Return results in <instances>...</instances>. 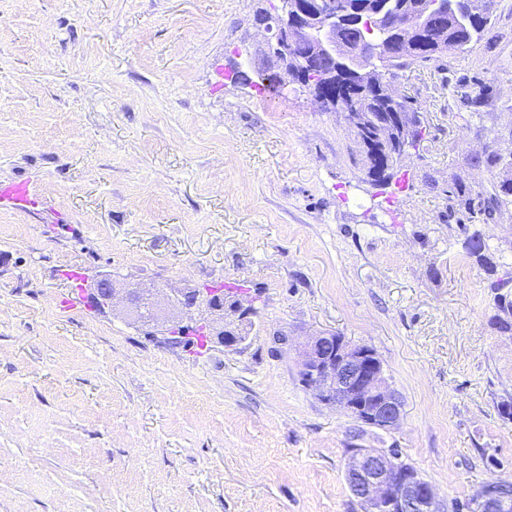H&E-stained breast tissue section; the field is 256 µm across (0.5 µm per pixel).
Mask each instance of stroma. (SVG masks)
Segmentation results:
<instances>
[{
    "instance_id": "obj_1",
    "label": "stroma",
    "mask_w": 512,
    "mask_h": 512,
    "mask_svg": "<svg viewBox=\"0 0 512 512\" xmlns=\"http://www.w3.org/2000/svg\"><path fill=\"white\" fill-rule=\"evenodd\" d=\"M267 0H0V180L68 221L0 209V512H362L352 445L395 448L447 506L512 481V334L492 324L480 233L512 273V207L446 223L451 176L512 154V0L464 54L394 78L427 129L411 188L352 162L342 113L288 83L226 80ZM489 89V117L469 96ZM244 286L246 341L175 343L72 284ZM372 348L404 416L385 433L322 403L289 341Z\"/></svg>"
}]
</instances>
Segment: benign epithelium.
I'll list each match as a JSON object with an SVG mask.
<instances>
[{"label": "benign epithelium", "mask_w": 512, "mask_h": 512, "mask_svg": "<svg viewBox=\"0 0 512 512\" xmlns=\"http://www.w3.org/2000/svg\"><path fill=\"white\" fill-rule=\"evenodd\" d=\"M347 15L346 0H319L318 13L311 25L283 11L279 19L262 23L268 36L256 46L249 61L260 57L276 76L277 86L282 87L293 72L294 49L310 42L312 53L349 63L350 75L361 80L372 73L362 61L378 55L386 45L379 40L350 45L333 39L336 24ZM379 23L386 31L408 39L415 38L420 29V20L403 12L383 17ZM94 291L98 303H114L116 288L112 278H101ZM123 302L127 315L135 321L146 313L156 315L159 307L166 311L175 309L189 317L203 309L210 317L214 338L227 349L243 342L241 326L256 313L249 305L226 302L220 292L202 298L199 292L185 289L172 290L160 300L151 292L132 288L126 291ZM327 340L326 336H309L298 343L299 373L304 385L323 403L367 421L370 427L386 432L395 429L402 418V402L390 387L377 354L367 346L349 345L339 338L334 339L329 349ZM345 478L363 512H446V505L435 489L416 470L401 467L386 449H347ZM506 486L508 483L501 481L485 484L474 503L481 512H497L503 501L493 497V492Z\"/></svg>", "instance_id": "benign-epithelium-1"}]
</instances>
